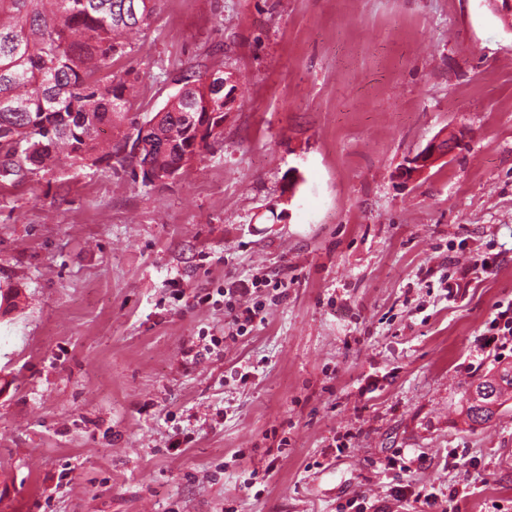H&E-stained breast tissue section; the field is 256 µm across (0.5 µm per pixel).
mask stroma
I'll list each match as a JSON object with an SVG mask.
<instances>
[{
    "mask_svg": "<svg viewBox=\"0 0 512 512\" xmlns=\"http://www.w3.org/2000/svg\"><path fill=\"white\" fill-rule=\"evenodd\" d=\"M198 63L237 90L178 179L0 182V512H512V400L461 411L512 364L479 348L512 301V30L487 0H164L113 68L141 116ZM262 275L287 298L229 339L196 294ZM438 136L429 142L425 148L414 154L402 168V176L407 181H417L430 171L438 162L451 155L462 141V135ZM478 382L491 389V398L476 403L471 399L472 382L465 390V415L472 425H482L491 421L500 408L512 400V365L497 368L493 373L485 375Z\"/></svg>",
    "mask_w": 512,
    "mask_h": 512,
    "instance_id": "1",
    "label": "stroma"
}]
</instances>
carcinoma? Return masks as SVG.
<instances>
[{
	"label": "carcinoma",
	"mask_w": 512,
	"mask_h": 512,
	"mask_svg": "<svg viewBox=\"0 0 512 512\" xmlns=\"http://www.w3.org/2000/svg\"><path fill=\"white\" fill-rule=\"evenodd\" d=\"M162 0H0V180L20 182L70 164L112 160L117 144L99 140L102 127L130 121L137 79L112 71L127 54L128 37L143 34L160 13ZM181 87L161 111L163 134L143 138L141 164L155 169L181 165L195 144L188 120L224 111V91L205 83L200 66L190 67ZM480 382L491 398L477 403L465 390V415L473 425L491 421L512 400V365Z\"/></svg>",
	"instance_id": "1"
}]
</instances>
